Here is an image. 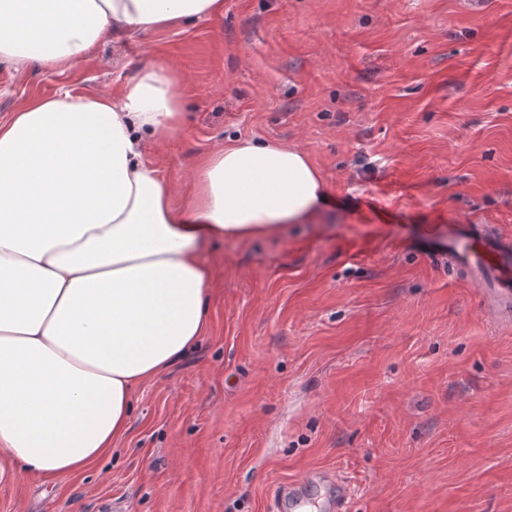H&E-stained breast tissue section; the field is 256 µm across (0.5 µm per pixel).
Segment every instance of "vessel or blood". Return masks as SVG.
Returning a JSON list of instances; mask_svg holds the SVG:
<instances>
[{
	"label": "vessel or blood",
	"mask_w": 512,
	"mask_h": 512,
	"mask_svg": "<svg viewBox=\"0 0 512 512\" xmlns=\"http://www.w3.org/2000/svg\"><path fill=\"white\" fill-rule=\"evenodd\" d=\"M449 266L479 288L483 310L494 325H512V236L483 224L457 221L443 249Z\"/></svg>",
	"instance_id": "obj_1"
}]
</instances>
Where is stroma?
I'll list each match as a JSON object with an SVG mask.
<instances>
[{
  "label": "stroma",
  "mask_w": 512,
  "mask_h": 512,
  "mask_svg": "<svg viewBox=\"0 0 512 512\" xmlns=\"http://www.w3.org/2000/svg\"><path fill=\"white\" fill-rule=\"evenodd\" d=\"M151 63L182 100L148 155L175 207L238 137L302 147L329 206L212 243L198 343L139 387L110 453L0 480V512H274L302 483L319 510L334 479L345 512H512V329L431 236L512 234V0H224L62 72L0 60V120Z\"/></svg>",
  "instance_id": "obj_1"
}]
</instances>
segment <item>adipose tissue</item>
I'll return each instance as SVG.
<instances>
[{"label":"adipose tissue","instance_id":"1","mask_svg":"<svg viewBox=\"0 0 512 512\" xmlns=\"http://www.w3.org/2000/svg\"><path fill=\"white\" fill-rule=\"evenodd\" d=\"M224 0H0V60L75 66L105 30L134 36ZM181 124L171 70L120 97L70 90L0 122V479L65 477L126 432L136 389L202 335L214 239L274 234L328 198L299 148L241 138L211 151L194 195L147 160Z\"/></svg>","mask_w":512,"mask_h":512}]
</instances>
